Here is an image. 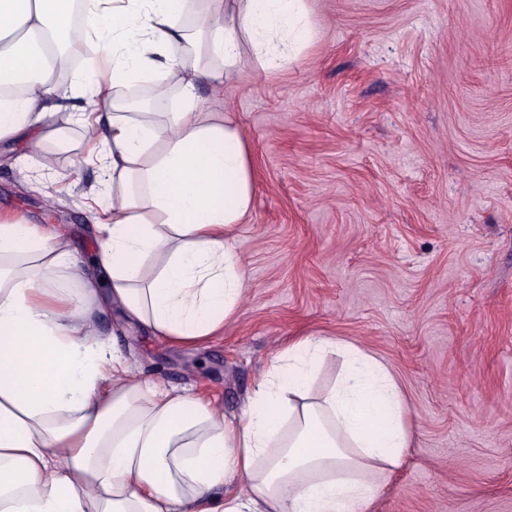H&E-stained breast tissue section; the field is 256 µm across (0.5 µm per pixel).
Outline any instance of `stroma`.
<instances>
[{
	"label": "stroma",
	"mask_w": 512,
	"mask_h": 512,
	"mask_svg": "<svg viewBox=\"0 0 512 512\" xmlns=\"http://www.w3.org/2000/svg\"><path fill=\"white\" fill-rule=\"evenodd\" d=\"M297 59L198 93L234 113L253 154V209L234 229L248 288L201 345L122 321L96 330L136 379L237 415L275 352L319 334L379 358L413 424L374 512H512V0H309ZM48 175L0 142V210L54 227L89 260L101 239L71 107Z\"/></svg>",
	"instance_id": "35a3bbf8"
}]
</instances>
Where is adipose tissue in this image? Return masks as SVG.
Returning <instances> with one entry per match:
<instances>
[{"label":"adipose tissue","instance_id":"1","mask_svg":"<svg viewBox=\"0 0 512 512\" xmlns=\"http://www.w3.org/2000/svg\"><path fill=\"white\" fill-rule=\"evenodd\" d=\"M308 35L307 0H0V141L21 143L16 166L46 169L60 135L58 37L93 47L72 82L97 101L152 71L180 89L158 112L76 115L100 172L95 271L60 234L0 215V512H372L402 466L412 426L398 383L354 344H292L228 418L134 381L95 332L115 307L171 343L202 344L239 316L233 228L253 208V156L233 114L197 87L234 81L247 46L278 69ZM112 182L123 194L108 204ZM330 353L342 371L310 395Z\"/></svg>","mask_w":512,"mask_h":512}]
</instances>
